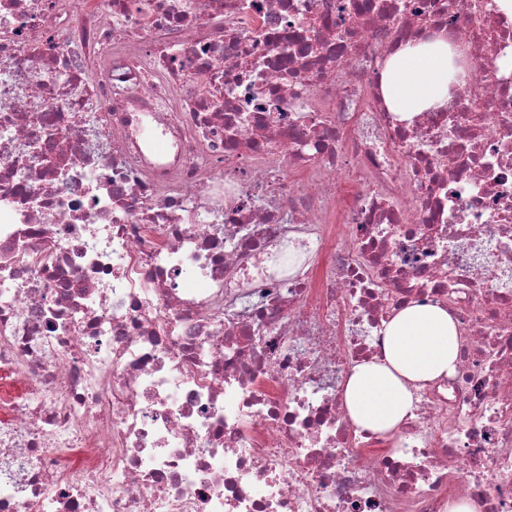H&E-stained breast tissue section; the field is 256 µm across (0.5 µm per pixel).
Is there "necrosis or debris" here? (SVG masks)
Returning a JSON list of instances; mask_svg holds the SVG:
<instances>
[{"label": "necrosis or debris", "instance_id": "1", "mask_svg": "<svg viewBox=\"0 0 512 512\" xmlns=\"http://www.w3.org/2000/svg\"><path fill=\"white\" fill-rule=\"evenodd\" d=\"M447 34V103L380 79ZM164 151H156L152 139ZM411 302L454 372L387 437ZM512 512V19L495 0H0V512ZM459 351V330L448 309L411 303L384 324V357L354 366L343 400L359 430L385 435L412 406L413 390L448 377Z\"/></svg>", "mask_w": 512, "mask_h": 512}]
</instances>
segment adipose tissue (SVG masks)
<instances>
[{"instance_id": "adipose-tissue-1", "label": "adipose tissue", "mask_w": 512, "mask_h": 512, "mask_svg": "<svg viewBox=\"0 0 512 512\" xmlns=\"http://www.w3.org/2000/svg\"><path fill=\"white\" fill-rule=\"evenodd\" d=\"M454 52L444 38L410 43L387 61L382 93L392 112L407 119L444 103L454 72ZM459 351V330L447 309L412 303L384 325V356L354 366L343 400L355 427L384 435L412 406L413 392L447 377Z\"/></svg>"}]
</instances>
